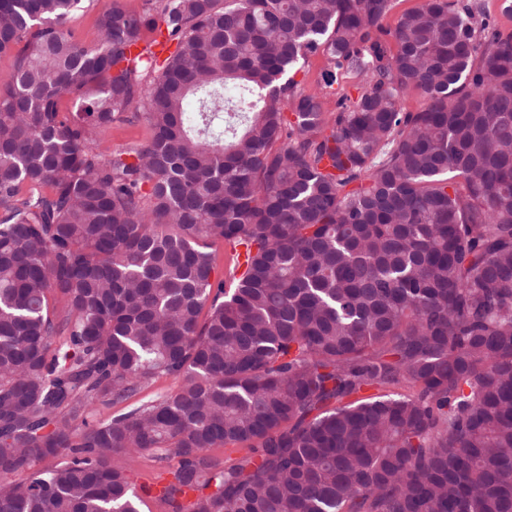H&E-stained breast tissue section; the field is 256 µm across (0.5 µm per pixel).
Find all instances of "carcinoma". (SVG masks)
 <instances>
[{"label":"carcinoma","instance_id":"carcinoma-1","mask_svg":"<svg viewBox=\"0 0 512 512\" xmlns=\"http://www.w3.org/2000/svg\"><path fill=\"white\" fill-rule=\"evenodd\" d=\"M81 8L0 0V512H140L135 453L175 462L169 512H512V32L154 0L88 46ZM316 55L362 77L333 112ZM326 70V61L321 56L311 57L308 64L297 72L295 80L299 83V87L305 90H321L323 94L324 107L328 111L335 109L336 92L343 87L346 91L355 94L354 86L359 84L360 78L348 76L339 78V85L335 83L332 88H325L323 81V73ZM151 135V129L145 119L135 120L131 123L112 125L100 135V138L117 153L125 150L134 143L144 141ZM176 385L177 383L170 378L159 377L152 383V385L144 389L140 394L133 397L128 402L112 407L110 413L118 414L124 412L128 409V405H134L141 401H147L149 399L155 398L158 395L170 392L171 390L176 388Z\"/></svg>","mask_w":512,"mask_h":512}]
</instances>
